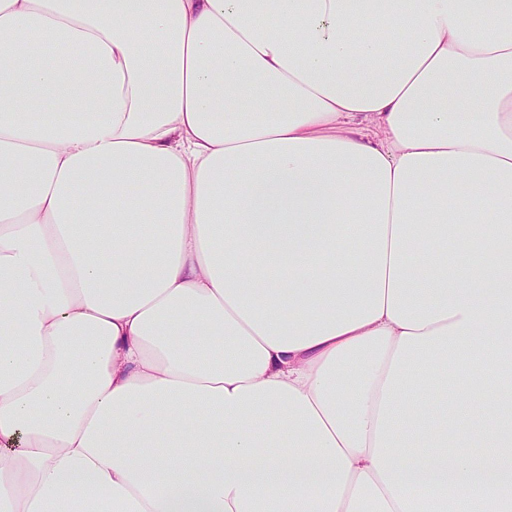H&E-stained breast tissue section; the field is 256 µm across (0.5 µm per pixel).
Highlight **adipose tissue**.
Wrapping results in <instances>:
<instances>
[{"label":"adipose tissue","mask_w":512,"mask_h":512,"mask_svg":"<svg viewBox=\"0 0 512 512\" xmlns=\"http://www.w3.org/2000/svg\"><path fill=\"white\" fill-rule=\"evenodd\" d=\"M511 386L512 0H0V512H512Z\"/></svg>","instance_id":"adipose-tissue-1"}]
</instances>
